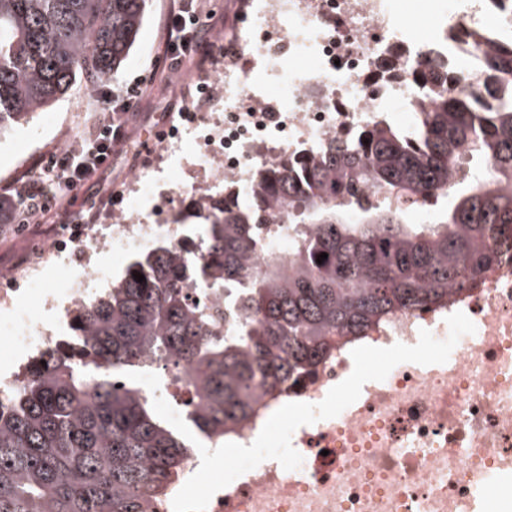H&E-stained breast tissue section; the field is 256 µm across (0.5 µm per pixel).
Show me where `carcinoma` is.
I'll list each match as a JSON object with an SVG mask.
<instances>
[{
  "mask_svg": "<svg viewBox=\"0 0 512 512\" xmlns=\"http://www.w3.org/2000/svg\"><path fill=\"white\" fill-rule=\"evenodd\" d=\"M146 2L0 0V129L44 111L79 75L92 86L116 73ZM481 69L487 105L431 88L433 107L412 128L376 125L258 171L256 195L309 226L288 265L270 253L261 274L248 270L260 228L227 193L188 214L204 227V264L189 261V240L181 254L134 262L78 309L77 337L35 357L29 382L0 404V512H146L194 445L125 372L173 369L189 428L222 438L259 391L287 385L331 343L479 279L497 259L499 225H512V186L502 185L512 183V47L486 51ZM461 147L491 161L498 180L457 179L451 159ZM394 198L443 203L439 222L404 223ZM189 275L244 314L235 333L209 329L207 308L184 288Z\"/></svg>",
  "mask_w": 512,
  "mask_h": 512,
  "instance_id": "obj_1",
  "label": "carcinoma"
}]
</instances>
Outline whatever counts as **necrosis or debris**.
I'll return each mask as SVG.
<instances>
[{"label": "necrosis or debris", "instance_id": "1", "mask_svg": "<svg viewBox=\"0 0 512 512\" xmlns=\"http://www.w3.org/2000/svg\"><path fill=\"white\" fill-rule=\"evenodd\" d=\"M395 2L257 0L241 12L233 36L212 38L194 96L156 132L127 192L99 208L92 223L64 225L55 242L36 247L28 271L0 270L1 304L23 293L55 311L49 322L33 305L0 319V338L22 357L0 373L1 401L27 383L30 358L66 341L75 310L94 304L132 255L179 251L190 225L158 217L176 191L252 201L264 165L315 154L382 120L413 126L432 106L421 73L446 75L451 88L463 75L478 88L481 50L512 40V0H443L426 40ZM260 215L257 271L268 253L293 260L296 236L287 208L264 206ZM95 247L111 253V270L88 267ZM49 258L63 269L75 261L87 268L47 299L39 270ZM458 311L476 331L460 338L446 363H402L385 380L365 383L338 416L294 431L299 468L263 461L218 491L207 512H478L490 488L511 503L512 243L473 287L438 304L394 310L364 342L412 345L423 329L443 340L447 317ZM353 367L350 352L334 350L298 385L261 392L228 441L252 444L276 410L321 402Z\"/></svg>", "mask_w": 512, "mask_h": 512}]
</instances>
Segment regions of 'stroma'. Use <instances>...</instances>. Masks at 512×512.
<instances>
[{"label":"stroma","mask_w":512,"mask_h":512,"mask_svg":"<svg viewBox=\"0 0 512 512\" xmlns=\"http://www.w3.org/2000/svg\"><path fill=\"white\" fill-rule=\"evenodd\" d=\"M249 0H194L203 28L215 33L231 31L241 10ZM169 0H149L134 46L116 75L100 80L87 88L84 78H77L71 93L52 103L48 111L56 116L55 124H43L41 116L14 125L10 137L26 141L25 151L18 152L0 140V184L13 179L20 170L48 160L77 145L84 129L96 126L100 101L111 96L116 88L135 83L139 95L129 112L114 117L121 132V143L115 147L104 167L92 174L83 186L82 195L107 197L126 191L132 170L144 145L155 131L170 122L186 102L185 90L197 71L196 56H187L179 69H164L166 57L164 27ZM63 214L49 210L43 223L26 225L14 230L12 225L0 224V269L21 267L37 242H49Z\"/></svg>","instance_id":"stroma-1"}]
</instances>
